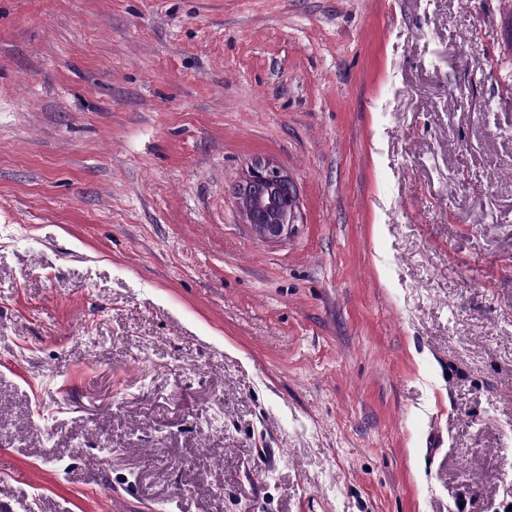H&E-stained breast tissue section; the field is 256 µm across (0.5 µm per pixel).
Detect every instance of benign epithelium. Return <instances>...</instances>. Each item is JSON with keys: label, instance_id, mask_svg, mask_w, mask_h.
Segmentation results:
<instances>
[{"label": "benign epithelium", "instance_id": "obj_1", "mask_svg": "<svg viewBox=\"0 0 512 512\" xmlns=\"http://www.w3.org/2000/svg\"><path fill=\"white\" fill-rule=\"evenodd\" d=\"M236 195L246 223L259 238L278 242L292 231L298 219L297 188L274 161H251L237 184Z\"/></svg>", "mask_w": 512, "mask_h": 512}]
</instances>
